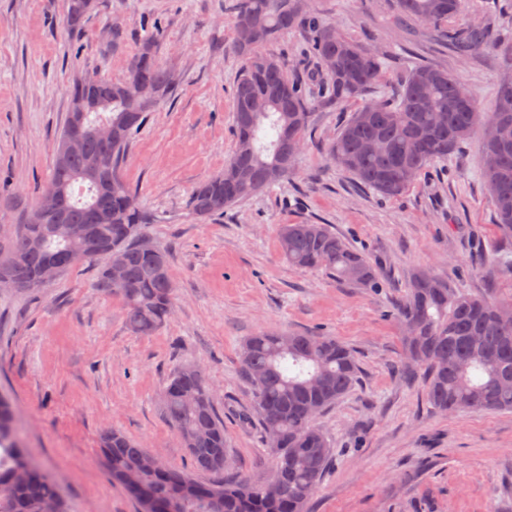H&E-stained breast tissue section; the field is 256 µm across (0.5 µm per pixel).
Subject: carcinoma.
<instances>
[{
    "instance_id": "cac0c4a2",
    "label": "carcinoma",
    "mask_w": 512,
    "mask_h": 512,
    "mask_svg": "<svg viewBox=\"0 0 512 512\" xmlns=\"http://www.w3.org/2000/svg\"><path fill=\"white\" fill-rule=\"evenodd\" d=\"M394 6L406 20L442 28L462 54L493 45L505 55L491 111L471 96L463 98L464 84L448 70L429 64L407 69L396 93L377 99L372 89L381 73L378 56L323 22L310 0H233L236 26L251 28L249 42L234 45L243 59L235 85L236 148L224 172L192 191L189 209L195 218L205 222L222 215L288 178L303 148L311 109L359 99L327 149L337 167L360 184L395 196L427 165L448 160L478 133L496 224L502 236L512 239V33L498 37L484 25H451L462 12V0H394ZM94 7L95 0H67V31H80ZM289 32L303 35L319 65L314 95L297 76L282 82L287 70L282 60L257 53ZM140 76L148 79L152 95L134 89ZM175 85V74L158 63L149 43L130 60L120 82L73 80L65 128H82L83 147L64 160L54 155L49 181L65 189L64 203L43 224L18 225L0 275L18 279L23 290L33 292L48 286L43 281L47 262L59 265L62 274L88 262L98 266L97 287L123 300L134 334L150 336L166 322L175 295L169 257L160 248L148 253L138 246V227L149 223V216L124 180L123 165L132 139ZM101 123L112 124L110 146L94 134ZM278 239L282 257L295 268H325L362 288L380 285L379 268L326 224H282ZM115 259L124 267L120 284L108 278ZM396 317L410 327L403 336L408 364L423 369L434 409L512 410V298L474 296L416 269ZM240 361L247 366L242 377L265 438L279 444L271 449L278 496H266L263 483L248 479L209 484L168 467L157 470L148 449L110 430L102 439L108 470L121 485L127 473H138L139 487L129 493L141 512H307L333 455L313 420L357 383L356 353L332 336L261 331L243 341ZM162 398L166 418L195 468L224 470V420L204 375L188 366L175 370ZM24 459L13 408L0 399V512H40L43 503L60 502L59 489L43 468L20 475Z\"/></svg>"
}]
</instances>
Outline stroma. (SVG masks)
Returning a JSON list of instances; mask_svg holds the SVG:
<instances>
[{
  "label": "stroma",
  "mask_w": 512,
  "mask_h": 512,
  "mask_svg": "<svg viewBox=\"0 0 512 512\" xmlns=\"http://www.w3.org/2000/svg\"><path fill=\"white\" fill-rule=\"evenodd\" d=\"M229 0H97L79 34L62 25L65 0H0V258L48 181L69 112L67 86L87 70L122 81L153 43L175 92L134 141L124 177L156 221L144 236L165 250L175 285L171 318L132 334L97 267L76 265L35 292L0 289V396L23 423L22 444L57 483L65 512H140L113 482L101 439L118 430L191 473L166 420L162 392L177 368L202 369L224 420L227 465L199 481H269L275 459L240 377L243 340L260 331L336 337L359 361L353 391L320 415L332 464L309 512H512V411L438 412L421 378L407 379L393 306L409 273L428 270L474 295H512V277L471 267L511 246L496 229L481 176V139L424 170L404 193L360 186L323 152L350 106L314 110L292 175L201 222L186 204L231 157L235 28ZM324 21L384 57L386 93L411 63L453 72L484 108L497 95V51H453L439 30L399 17L392 0H312ZM460 22L512 28V0H465ZM320 223L383 272L359 288L324 269L288 266L282 224Z\"/></svg>",
  "instance_id": "1"
}]
</instances>
